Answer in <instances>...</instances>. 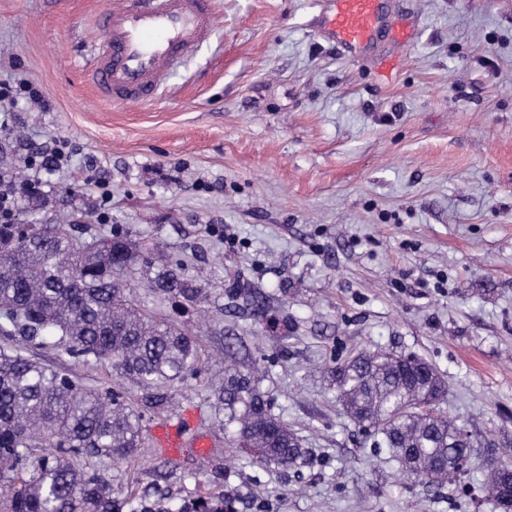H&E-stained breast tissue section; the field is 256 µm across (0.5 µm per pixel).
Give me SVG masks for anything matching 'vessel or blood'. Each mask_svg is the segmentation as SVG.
<instances>
[{
	"label": "vessel or blood",
	"mask_w": 512,
	"mask_h": 512,
	"mask_svg": "<svg viewBox=\"0 0 512 512\" xmlns=\"http://www.w3.org/2000/svg\"><path fill=\"white\" fill-rule=\"evenodd\" d=\"M102 38L91 49L87 79L98 98L150 103L162 94V78L193 55L216 31L212 0H120L96 18ZM317 29L346 54L357 55L379 39L411 42L410 26L388 20L386 0H327ZM195 416L163 421L149 432L169 457L185 449L207 455L210 441L190 433Z\"/></svg>",
	"instance_id": "vessel-or-blood-1"
}]
</instances>
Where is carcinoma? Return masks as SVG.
<instances>
[{"label":"carcinoma","mask_w":512,"mask_h":512,"mask_svg":"<svg viewBox=\"0 0 512 512\" xmlns=\"http://www.w3.org/2000/svg\"><path fill=\"white\" fill-rule=\"evenodd\" d=\"M76 225L53 231L0 223V512H234V497L202 488L189 501L150 497L100 477L102 467L129 462L143 445L141 412L109 386L84 388L28 351L51 345L61 354L103 366L156 392L198 371V343L155 319L129 298L141 288L186 309L207 291L176 259L156 265L154 252L124 232L82 240ZM343 413L359 431L428 486L448 487L459 503L488 491L502 512L512 509V454L462 476L474 445L443 414L446 379L431 364L393 351H362L331 370ZM261 378L228 368L211 394L215 416L233 429L234 450L248 466L294 468L307 450L274 414Z\"/></svg>","instance_id":"obj_1"}]
</instances>
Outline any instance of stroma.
I'll use <instances>...</instances> for the list:
<instances>
[{
    "label": "stroma",
    "mask_w": 512,
    "mask_h": 512,
    "mask_svg": "<svg viewBox=\"0 0 512 512\" xmlns=\"http://www.w3.org/2000/svg\"><path fill=\"white\" fill-rule=\"evenodd\" d=\"M107 2L0 0V81L39 93L0 112V195L26 224L81 218L157 245L224 306L149 304L200 346L197 376L159 411L103 367L32 357L88 388L113 380L144 426L195 413L208 455L161 474L140 462L137 489L218 487L237 512H457L363 441L329 369L363 349L422 358L478 454L512 449V0H391L415 42L359 56L317 33L322 0H212L214 43L158 100L128 105L84 79ZM236 290L263 296L264 317ZM230 356L264 370L304 466L230 461L209 400Z\"/></svg>",
    "instance_id": "1"
}]
</instances>
